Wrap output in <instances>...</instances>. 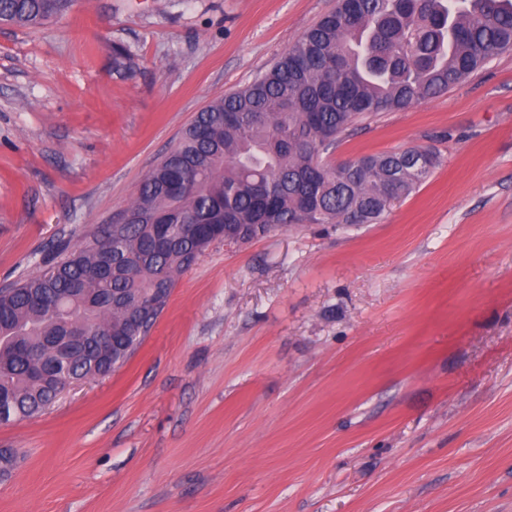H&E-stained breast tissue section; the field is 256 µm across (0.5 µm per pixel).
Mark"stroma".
<instances>
[{
    "label": "stroma",
    "instance_id": "35a3bbf8",
    "mask_svg": "<svg viewBox=\"0 0 512 512\" xmlns=\"http://www.w3.org/2000/svg\"><path fill=\"white\" fill-rule=\"evenodd\" d=\"M335 6L75 0L0 25V285L112 223ZM417 146L440 163L380 222L215 242L122 367L0 424L23 455L0 512H512V52L331 159Z\"/></svg>",
    "mask_w": 512,
    "mask_h": 512
}]
</instances>
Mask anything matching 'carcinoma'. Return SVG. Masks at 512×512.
<instances>
[{"mask_svg": "<svg viewBox=\"0 0 512 512\" xmlns=\"http://www.w3.org/2000/svg\"><path fill=\"white\" fill-rule=\"evenodd\" d=\"M72 2L0 0V22L37 26ZM511 50L512 0H338L267 72L198 113L123 220L51 245L38 273L0 287V423L45 411L59 379L107 376L135 353L215 242L197 226L245 244L292 224L377 223L437 155L324 156L368 117L442 95ZM71 326L85 340L61 361L48 339Z\"/></svg>", "mask_w": 512, "mask_h": 512, "instance_id": "cac0c4a2", "label": "carcinoma"}]
</instances>
